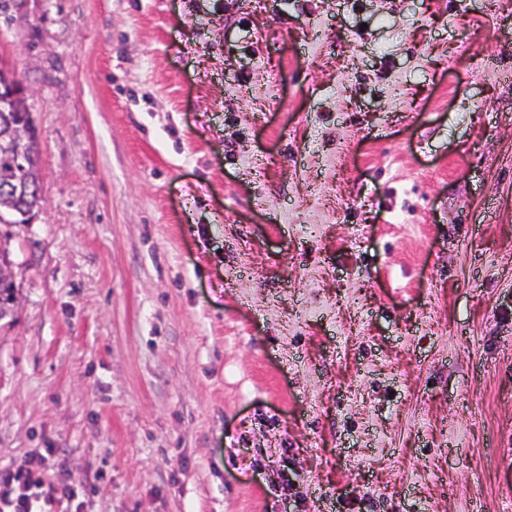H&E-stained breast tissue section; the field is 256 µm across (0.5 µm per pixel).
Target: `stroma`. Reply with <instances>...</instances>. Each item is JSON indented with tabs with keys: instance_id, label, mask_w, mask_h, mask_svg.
<instances>
[{
	"instance_id": "stroma-1",
	"label": "stroma",
	"mask_w": 512,
	"mask_h": 512,
	"mask_svg": "<svg viewBox=\"0 0 512 512\" xmlns=\"http://www.w3.org/2000/svg\"><path fill=\"white\" fill-rule=\"evenodd\" d=\"M0 467L82 512H512V0H9ZM37 134L33 116L30 114V116L24 117L20 124V129L11 125L0 130V146L2 150L10 148L21 149L23 146L29 150L36 145ZM40 169L36 168L30 155L15 154L12 158L0 156V224H26L29 219L25 216L41 207V198H22L17 194L40 195L39 181L28 182L24 185L6 186L11 192L1 190L2 185L13 184L39 176ZM15 192L16 194H13Z\"/></svg>"
}]
</instances>
